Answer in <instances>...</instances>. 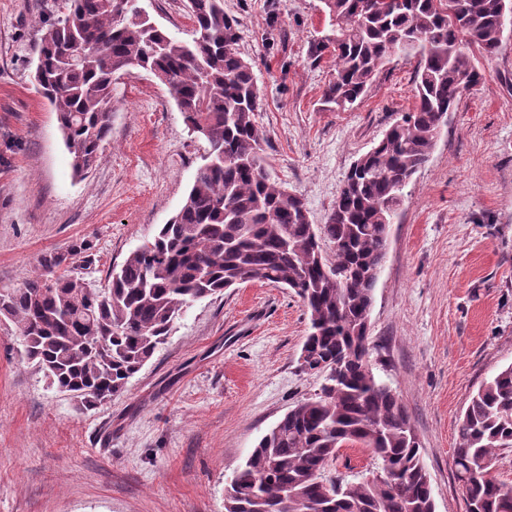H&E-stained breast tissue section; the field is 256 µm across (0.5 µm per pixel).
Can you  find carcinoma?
<instances>
[{"label": "carcinoma", "instance_id": "1", "mask_svg": "<svg viewBox=\"0 0 512 512\" xmlns=\"http://www.w3.org/2000/svg\"><path fill=\"white\" fill-rule=\"evenodd\" d=\"M329 33L308 58L336 59L323 107L345 110L395 51L417 58L413 111L404 113L349 170L324 224L266 170L260 94L224 0H188L196 40L179 39L138 11V0H66L64 16L37 26L38 82L57 115L75 173L87 172L112 132L117 80L144 70L164 85L189 129L208 144L180 210L154 239L92 288L49 254L43 273L0 292L27 358L83 407L121 393L164 345L193 302L248 282L294 291L309 317L302 368L326 374L264 435L226 489V512H435L420 443L396 392L368 360L367 317L403 190L426 164L438 124L478 84L471 49L502 45V6L512 0H319ZM344 445H361L392 484L325 475ZM512 448V365L480 385L458 426L456 477L476 512H512V484L489 474Z\"/></svg>", "mask_w": 512, "mask_h": 512}]
</instances>
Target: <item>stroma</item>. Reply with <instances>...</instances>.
<instances>
[{
  "instance_id": "obj_1",
  "label": "stroma",
  "mask_w": 512,
  "mask_h": 512,
  "mask_svg": "<svg viewBox=\"0 0 512 512\" xmlns=\"http://www.w3.org/2000/svg\"><path fill=\"white\" fill-rule=\"evenodd\" d=\"M187 0H141L186 40ZM318 0H224L260 91L257 122L272 180L325 223L351 164L415 105V57L395 54L344 112L321 97L335 61L308 47ZM64 0H0V290L42 273L51 253L89 241L68 270L104 285L180 209L208 147L167 88L134 72L116 86L112 134L84 175L31 78L35 20ZM449 112L404 190L369 315V359L399 395L421 442L435 512H467L455 477L460 419L473 393L512 365V30ZM308 317L273 283L196 301L124 392L92 409L52 387L0 316V512H225L227 479L323 377L303 372ZM377 463L342 448L328 476L359 482Z\"/></svg>"
}]
</instances>
